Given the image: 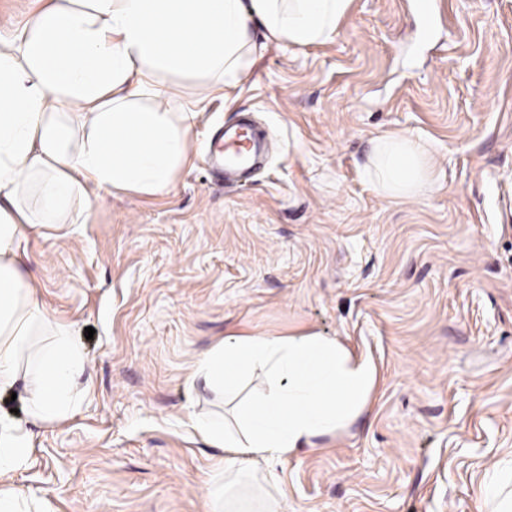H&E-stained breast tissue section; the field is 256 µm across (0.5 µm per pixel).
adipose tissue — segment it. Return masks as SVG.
I'll list each match as a JSON object with an SVG mask.
<instances>
[{"label": "adipose tissue", "instance_id": "1", "mask_svg": "<svg viewBox=\"0 0 512 512\" xmlns=\"http://www.w3.org/2000/svg\"><path fill=\"white\" fill-rule=\"evenodd\" d=\"M351 0H44L0 39V395L23 391L25 420L0 413V477L23 468L30 425L73 416L84 355L72 326L40 304L25 269L33 229L87 221V186L154 195L188 159L197 116L171 76L203 89L237 86L263 43L305 47L333 38ZM379 191L426 193V147L375 141ZM192 380L232 403L227 417H191L225 451L207 476L224 512H287L284 492L257 484L260 463L293 456L348 429L378 382L370 356L311 329H231L193 366Z\"/></svg>", "mask_w": 512, "mask_h": 512}]
</instances>
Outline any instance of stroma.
Listing matches in <instances>:
<instances>
[{
    "mask_svg": "<svg viewBox=\"0 0 512 512\" xmlns=\"http://www.w3.org/2000/svg\"><path fill=\"white\" fill-rule=\"evenodd\" d=\"M414 2L352 0L332 40L269 45L202 100L169 192L91 188L86 223L28 237L84 399L32 427L10 486L51 512H208L221 452L189 418L224 403L195 361L232 326L311 328L369 353L379 386L348 431L270 466L288 512H476L512 460V0ZM239 122L265 153L229 183L205 151ZM393 134L427 146L425 195L365 177Z\"/></svg>",
    "mask_w": 512,
    "mask_h": 512,
    "instance_id": "35a3bbf8",
    "label": "stroma"
}]
</instances>
